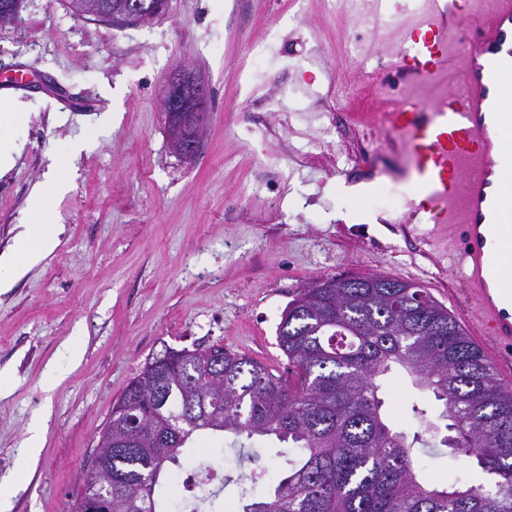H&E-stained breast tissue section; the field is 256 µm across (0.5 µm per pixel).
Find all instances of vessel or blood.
Masks as SVG:
<instances>
[{"mask_svg":"<svg viewBox=\"0 0 512 512\" xmlns=\"http://www.w3.org/2000/svg\"><path fill=\"white\" fill-rule=\"evenodd\" d=\"M469 0H421L416 23L400 35L395 66L406 85L437 83L461 59L453 90L426 105L406 104L380 115L378 126L406 150L419 186L402 217L426 215L430 244L456 260L473 302L469 315L495 350L512 348V261L501 251L512 225L497 223L512 185V145L498 127L512 124L506 77L512 76V0H489L470 16Z\"/></svg>","mask_w":512,"mask_h":512,"instance_id":"vessel-or-blood-1","label":"vessel or blood"}]
</instances>
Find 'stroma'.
<instances>
[{"label": "stroma", "instance_id": "1", "mask_svg": "<svg viewBox=\"0 0 512 512\" xmlns=\"http://www.w3.org/2000/svg\"><path fill=\"white\" fill-rule=\"evenodd\" d=\"M368 17L324 0H169L141 26L70 13L65 0H24L0 27V103L22 104L10 128L15 163L0 176V255L30 221L35 189L56 167L69 188L48 194L60 228L55 248L0 293V480L11 512H70L98 451L100 432L146 360L171 347L223 345L283 376L281 314L327 276L383 274L417 282L464 321L471 307L458 268L424 240L423 218L399 223L415 185L408 157L369 126L404 95L397 73L365 80L414 0ZM289 39L288 54L255 62L252 44ZM359 41V53L345 48ZM182 68L210 101L202 147L173 153L162 98ZM23 76L21 85L11 80ZM331 110L316 120L313 108ZM330 126L343 154L320 148ZM84 149L66 157L69 143ZM81 356L62 357L70 340ZM45 424L36 458L25 448ZM231 435L208 439L209 460L232 482L224 512H240L238 479L262 469L268 491L282 460L255 443L238 462Z\"/></svg>", "mask_w": 512, "mask_h": 512}]
</instances>
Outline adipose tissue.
<instances>
[{
  "instance_id": "1",
  "label": "adipose tissue",
  "mask_w": 512,
  "mask_h": 512,
  "mask_svg": "<svg viewBox=\"0 0 512 512\" xmlns=\"http://www.w3.org/2000/svg\"><path fill=\"white\" fill-rule=\"evenodd\" d=\"M57 233L47 209L35 207L34 220L27 227L20 248L10 256L0 258V291L12 287L29 265L52 249Z\"/></svg>"
}]
</instances>
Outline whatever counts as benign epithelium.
Segmentation results:
<instances>
[{
  "label": "benign epithelium",
  "mask_w": 512,
  "mask_h": 512,
  "mask_svg": "<svg viewBox=\"0 0 512 512\" xmlns=\"http://www.w3.org/2000/svg\"><path fill=\"white\" fill-rule=\"evenodd\" d=\"M168 0H114L104 8L99 0H79L75 12L114 25L137 26L166 14ZM21 0L0 7V27L17 21ZM167 117V135L174 153L190 161L198 153L208 102L195 72L184 68L171 77L162 98Z\"/></svg>",
  "instance_id": "7a95c632"
}]
</instances>
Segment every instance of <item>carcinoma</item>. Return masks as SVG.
<instances>
[{
    "instance_id": "carcinoma-1",
    "label": "carcinoma",
    "mask_w": 512,
    "mask_h": 512,
    "mask_svg": "<svg viewBox=\"0 0 512 512\" xmlns=\"http://www.w3.org/2000/svg\"><path fill=\"white\" fill-rule=\"evenodd\" d=\"M277 341L291 380L221 345L149 359L100 435L112 484L97 489L99 510L170 512V468L227 432L286 448L275 484L242 512H512V391L421 285L317 280L283 311ZM395 369L431 398L411 405L405 428L385 410ZM429 448L449 449L464 477L430 487Z\"/></svg>"
}]
</instances>
